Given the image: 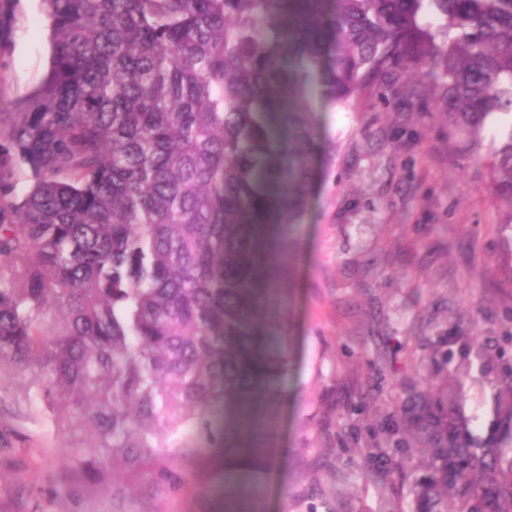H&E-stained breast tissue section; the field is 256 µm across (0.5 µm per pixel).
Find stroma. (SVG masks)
<instances>
[{
    "instance_id": "obj_1",
    "label": "stroma",
    "mask_w": 512,
    "mask_h": 512,
    "mask_svg": "<svg viewBox=\"0 0 512 512\" xmlns=\"http://www.w3.org/2000/svg\"><path fill=\"white\" fill-rule=\"evenodd\" d=\"M7 79L24 99L49 64L40 0H0ZM322 153L302 218L275 224L286 356L264 414H205L173 454L86 464L83 435L57 434L37 404L0 394V512H418L424 463L407 432L438 379L459 374L471 441L491 430L498 380L512 375V211L492 193L500 132L478 147L450 135L430 99L328 102L309 85ZM491 366H484L483 356ZM251 426L258 461H224L225 432Z\"/></svg>"
}]
</instances>
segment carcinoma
<instances>
[{"mask_svg":"<svg viewBox=\"0 0 512 512\" xmlns=\"http://www.w3.org/2000/svg\"><path fill=\"white\" fill-rule=\"evenodd\" d=\"M47 75L0 111V390L43 404L89 461L171 448L238 401L259 310L243 287L253 176L278 156V217L299 221L317 152L298 104L403 86L433 96L512 210V0H329L300 51L286 0H42ZM289 98L268 107L281 81ZM455 380L411 428L423 512H512V377L499 431L465 447Z\"/></svg>","mask_w":512,"mask_h":512,"instance_id":"1","label":"carcinoma"}]
</instances>
